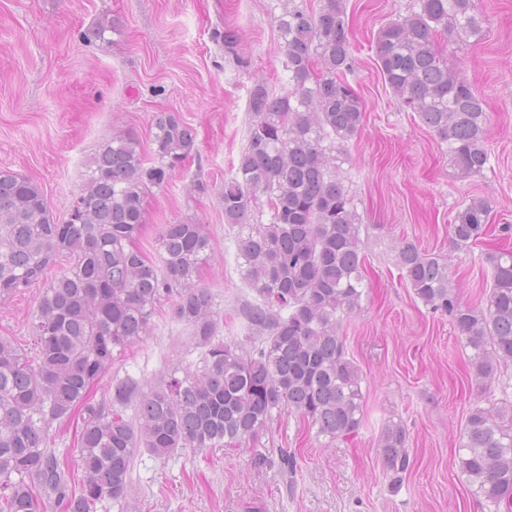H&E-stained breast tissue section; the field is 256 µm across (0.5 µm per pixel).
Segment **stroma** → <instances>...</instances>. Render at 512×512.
I'll return each instance as SVG.
<instances>
[{
	"label": "stroma",
	"mask_w": 512,
	"mask_h": 512,
	"mask_svg": "<svg viewBox=\"0 0 512 512\" xmlns=\"http://www.w3.org/2000/svg\"><path fill=\"white\" fill-rule=\"evenodd\" d=\"M412 2L343 0L355 45L350 81L366 115L362 131L340 145L339 164L362 225L366 290L340 334L361 378L363 426L331 439L285 412L233 449L186 448L165 459L143 452L133 471L138 495L124 510L104 512H487L458 467V439L472 404L512 400V367L487 389L471 383L469 348L408 288L396 247L407 239L447 260L461 300L482 306L492 249L450 247L448 226L474 197L491 201L494 227L512 225V0H479L480 36L440 39L449 66L490 114L491 167L474 176L449 162L377 68L378 30ZM281 11V0H0V167L36 183L62 220L102 142L128 132L152 150L158 115L179 114L197 131V154L148 192L136 242L152 256L161 225H205L214 258L200 281L228 340L242 335L256 294L242 278L239 229L224 221L222 192L246 144L255 81L288 88ZM104 14L111 31L86 42L84 31ZM228 30L238 37L232 50L224 46ZM39 293L33 286L0 304L1 336L30 345ZM201 358L190 327L166 302L150 335L117 354L111 372L156 380L173 363L197 367ZM392 423L405 426L414 462L396 488L378 447ZM282 448L295 452L296 473L256 463V454L273 459Z\"/></svg>",
	"instance_id": "1"
}]
</instances>
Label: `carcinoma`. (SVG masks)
I'll list each match as a JSON object with an SVG mask.
<instances>
[{
    "label": "carcinoma",
    "instance_id": "obj_1",
    "mask_svg": "<svg viewBox=\"0 0 512 512\" xmlns=\"http://www.w3.org/2000/svg\"><path fill=\"white\" fill-rule=\"evenodd\" d=\"M111 29L102 15L86 38L101 40ZM278 30L288 91L255 82L246 146L224 182V221L243 228L238 255L257 295L247 335L230 344L212 293L199 283L211 250L204 225H162L154 258L134 243L147 191L167 185L196 154L195 129L178 114L157 117L154 162L129 133L99 145L64 221L37 184L0 168V302L41 286L28 325L33 346L0 336V512H99L105 502L122 509L140 452L166 458L183 448L237 447L285 411L332 439L362 426L361 378L339 336L363 296L365 269L362 225L335 154L361 131L365 114L349 81L355 56L343 0H319L315 11L285 0ZM481 32L476 0H414L375 39L385 85L464 176L489 164V115L438 41L464 43ZM259 193L270 222L246 224ZM491 218L487 200L471 199L449 225L453 246L486 244ZM63 256L68 266L53 272ZM396 259L414 295L448 317L470 348V379L490 385L512 365V251L490 255L481 309L458 297L448 262L410 241ZM165 300L192 328L202 369L187 367L179 378L177 365L155 382L115 377L108 395L96 398L115 353L149 336ZM71 423L78 455L69 460L55 437ZM379 451L391 482L400 483L411 465L406 428L386 426ZM458 463L489 512L512 507V401L469 409ZM272 464L293 474L298 461L281 448Z\"/></svg>",
    "mask_w": 512,
    "mask_h": 512
}]
</instances>
